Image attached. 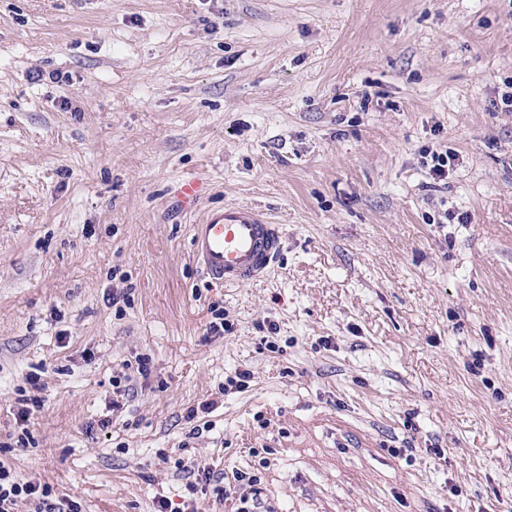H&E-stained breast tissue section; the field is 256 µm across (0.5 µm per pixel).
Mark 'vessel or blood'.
<instances>
[{
    "mask_svg": "<svg viewBox=\"0 0 512 512\" xmlns=\"http://www.w3.org/2000/svg\"><path fill=\"white\" fill-rule=\"evenodd\" d=\"M283 233L252 206L208 209L191 229V251L211 283L237 286L261 281L282 252Z\"/></svg>",
    "mask_w": 512,
    "mask_h": 512,
    "instance_id": "vessel-or-blood-1",
    "label": "vessel or blood"
}]
</instances>
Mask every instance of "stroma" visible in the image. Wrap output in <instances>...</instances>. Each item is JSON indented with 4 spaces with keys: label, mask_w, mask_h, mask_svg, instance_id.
<instances>
[{
    "label": "stroma",
    "mask_w": 512,
    "mask_h": 512,
    "mask_svg": "<svg viewBox=\"0 0 512 512\" xmlns=\"http://www.w3.org/2000/svg\"><path fill=\"white\" fill-rule=\"evenodd\" d=\"M511 82L512 0H0V460L84 512H235L178 459L276 512H512ZM225 204L282 227L260 283L192 260ZM425 155L430 156L431 166L429 173L433 179L443 180L448 177L449 169L454 161V154L449 151L438 152L437 150H426ZM136 364H137V367L136 369L132 366V363L131 362H127L123 365V368L127 371H129V373H126L124 372L121 375L119 376H115L113 377L114 380H112V387L115 388V391L113 390V393L116 394V399H112V410L113 412L114 411H119L122 407H123V404H121L122 400L124 399V396L128 393L127 391L130 390V385L127 384V385H124V386H121L122 384V379L124 382H131L132 381V373H137L139 375H141L142 377H146L148 374H149V370H148V367H147V362L144 358H136ZM121 398V400L119 399ZM39 379L38 374H29L28 377H26V381L33 389V394L26 395L27 390L20 388L18 389V396L15 398L16 409H14L15 412L13 415L17 428H21L22 431V433L18 434L16 440V445L20 448H25V441L28 442V438H26L28 432L25 426L29 421L30 415L41 407L42 399L34 393V391L38 392L42 389L39 384ZM217 402L215 400H206L201 402L198 407H193L189 409L187 412L185 418L188 423L195 424L200 422L204 417L205 414H210L213 412ZM200 415H203V417H200ZM193 422V423H192ZM208 421H205L201 424H195L191 427L188 433V438H196V435L202 434L203 429L209 428L207 425ZM177 468L182 469L184 472H189L193 476H195L194 485L201 484V489H205L206 486L214 485L213 492L216 495V498L219 501H223L224 499H228L230 495L233 493H237L236 489L243 490L239 497L240 507L238 508V512H274V509L267 505L265 506L261 500L258 499L257 489L255 486L258 484L259 479L255 475H248L243 471L234 472V482L236 485H231L229 483L228 487L223 485V482L218 479H214V476L211 474L209 470L197 468V473H195V468L192 471V467L183 464L182 461L178 460L176 463ZM222 483V484H221ZM192 485L193 490H195V486ZM244 487H249V493L245 494ZM263 508L264 510H257Z\"/></svg>",
    "instance_id": "35a3bbf8"
}]
</instances>
